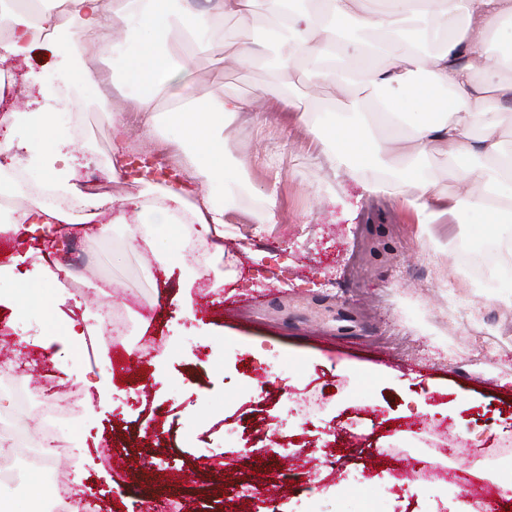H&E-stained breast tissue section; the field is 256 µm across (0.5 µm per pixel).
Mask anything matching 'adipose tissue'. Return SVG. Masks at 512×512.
Masks as SVG:
<instances>
[{
  "label": "adipose tissue",
  "instance_id": "obj_1",
  "mask_svg": "<svg viewBox=\"0 0 512 512\" xmlns=\"http://www.w3.org/2000/svg\"><path fill=\"white\" fill-rule=\"evenodd\" d=\"M254 2L221 0L219 12L186 24L184 36L193 41L194 53L212 48L211 42L195 40L196 29L218 31L225 17L245 15ZM359 2L307 0L306 6L297 7L293 0H265L270 22L284 32L282 74L305 65L317 85L337 88L363 78L371 87L368 97L349 100L344 111L335 114L327 135L335 145L333 157L345 162L366 148L380 153L388 141L402 140L419 156L444 147L462 160L483 158L487 168L462 167L456 172L460 194L448 195L439 184L418 178L406 181L399 194L416 210L421 223L444 215L459 219L474 211L486 216L490 228H498L512 216V194L499 191L501 185L512 184V146L505 145L500 134L502 124L512 119V82L501 78L503 69H512V0H383L382 8L361 18L356 15ZM458 15L462 24L449 25V18ZM357 19L376 31L378 40L344 36L343 24ZM411 19L424 23L420 40L405 38L395 27L397 21ZM119 23L141 35L126 76L142 88L131 101L132 109L149 111L165 85L186 68L168 49L178 26L169 0H0V79L8 75L12 61L50 43L58 31L80 39L89 56L119 49L115 29ZM380 57L388 59L387 67L374 66V59ZM403 92L416 100L417 111L400 108ZM272 112L285 113L299 123L307 120L293 99L233 94L213 97L202 110L180 116L183 138L196 152L198 176L210 184L223 183L225 128L243 114L254 126H263ZM377 118L388 129V140L370 144L364 132ZM26 123L29 133L24 147L37 173L36 188L72 197L81 208L75 211L38 198L12 222L1 224L0 234L21 232L41 239L70 225L92 222L99 211L115 208V199L81 188L78 169L65 162L74 138L55 113L32 110ZM144 192L154 198L139 215L140 223L153 229L144 240L146 251H155L162 237L174 244L166 261L183 259L188 246L185 230L193 223L208 235L214 251L222 252L224 208L211 195L199 193L194 181L184 177L170 183L148 181ZM191 197L196 203L184 223L176 208ZM1 282L10 286L6 300L22 312L46 302V286L61 287V270L46 265L37 281L17 282L9 267L0 266Z\"/></svg>",
  "mask_w": 512,
  "mask_h": 512
}]
</instances>
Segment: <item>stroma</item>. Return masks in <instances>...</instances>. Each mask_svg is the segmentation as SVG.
Wrapping results in <instances>:
<instances>
[{
	"instance_id": "obj_1",
	"label": "stroma",
	"mask_w": 512,
	"mask_h": 512,
	"mask_svg": "<svg viewBox=\"0 0 512 512\" xmlns=\"http://www.w3.org/2000/svg\"><path fill=\"white\" fill-rule=\"evenodd\" d=\"M262 13L258 5L224 22L254 48L255 64L234 66L215 46L148 112L124 109L138 92L122 79L134 32L122 51L94 57L71 54L57 38L14 69L0 104L22 111L39 93L34 76L71 80L86 67L105 74L112 98L78 88L58 120L83 127V175L97 173L107 195L126 202L97 216L110 238L91 241L99 263L62 306L83 327L81 346L60 341L55 359L45 358L32 340L48 334L51 307L18 313L0 304V334L25 364V383L58 385L60 401L75 388L87 401L84 465L61 455L54 462L92 512H138L147 500L162 512H484L471 488L512 485V276L501 272L512 268V223L491 233L472 212L464 223L445 217L424 229L398 195L362 191L359 176L379 173L374 158L359 157L351 172L329 168L322 138L339 110L336 91L312 92L307 74L285 78L267 65ZM224 93L293 94L309 123L232 124L225 176L248 200L210 190L224 206L223 257L159 264L127 243V225L152 198L130 177L112 176V162L147 155L194 172L193 150L174 143V114ZM118 111L129 128L122 140L112 134ZM387 165L397 182L456 190L457 162L444 150L395 155ZM271 194L274 223H255ZM191 275L193 308L184 313L173 297ZM106 307L124 313L127 335L103 349ZM485 338L496 348L480 351ZM143 340L157 356L123 371V355ZM419 418L429 429H416ZM418 448L450 469L451 484L398 483L404 453ZM147 455L155 464L140 469ZM284 457L302 463L287 469L278 464ZM258 469L281 486L279 496L256 494Z\"/></svg>"
}]
</instances>
